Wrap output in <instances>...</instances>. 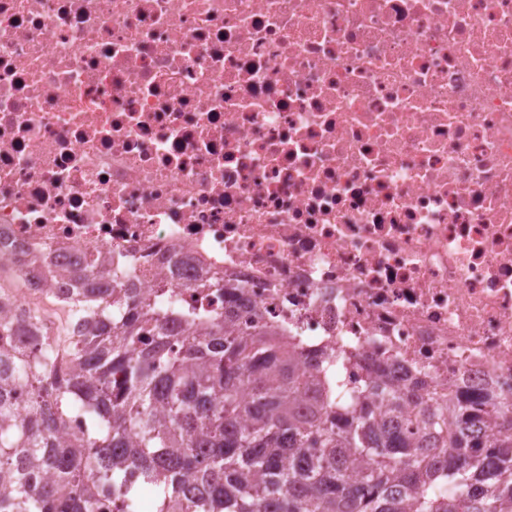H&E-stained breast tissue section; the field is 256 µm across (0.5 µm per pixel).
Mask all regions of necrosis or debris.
<instances>
[{
  "label": "necrosis or debris",
  "mask_w": 512,
  "mask_h": 512,
  "mask_svg": "<svg viewBox=\"0 0 512 512\" xmlns=\"http://www.w3.org/2000/svg\"><path fill=\"white\" fill-rule=\"evenodd\" d=\"M71 270L511 410L512 0H0V319Z\"/></svg>",
  "instance_id": "necrosis-or-debris-1"
}]
</instances>
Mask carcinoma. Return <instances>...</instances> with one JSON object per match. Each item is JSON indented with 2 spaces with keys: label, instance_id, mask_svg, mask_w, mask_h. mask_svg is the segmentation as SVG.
Segmentation results:
<instances>
[{
  "label": "carcinoma",
  "instance_id": "1",
  "mask_svg": "<svg viewBox=\"0 0 512 512\" xmlns=\"http://www.w3.org/2000/svg\"><path fill=\"white\" fill-rule=\"evenodd\" d=\"M73 305L82 334L61 367L50 344L13 356L30 330L0 321V512H141L143 487L155 512H512V412L496 403L427 406L408 435L367 395L298 373L270 327L194 308L171 336L165 312L110 284ZM72 412L79 441L62 438ZM484 415L504 429L490 441L468 433Z\"/></svg>",
  "mask_w": 512,
  "mask_h": 512
}]
</instances>
